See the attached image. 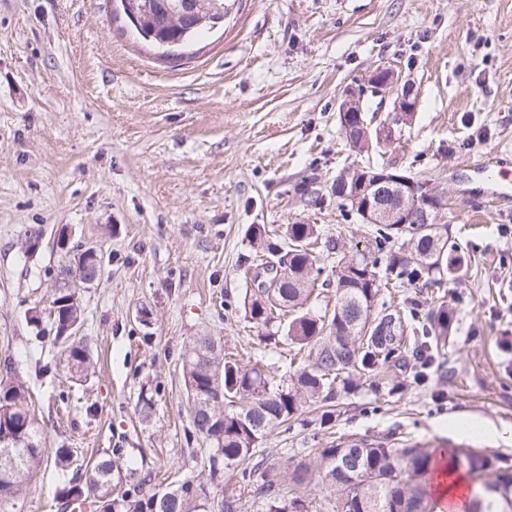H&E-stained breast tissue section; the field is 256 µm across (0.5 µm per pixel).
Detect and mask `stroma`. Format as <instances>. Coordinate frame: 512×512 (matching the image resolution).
I'll return each mask as SVG.
<instances>
[{
  "label": "stroma",
  "mask_w": 512,
  "mask_h": 512,
  "mask_svg": "<svg viewBox=\"0 0 512 512\" xmlns=\"http://www.w3.org/2000/svg\"><path fill=\"white\" fill-rule=\"evenodd\" d=\"M379 68L411 80L417 107L392 141L360 153L338 107ZM359 166L448 191L467 274L403 289L452 306L445 368L400 393L360 391L331 425L310 413L278 428L256 462L284 468L341 436L394 432L512 465V202L494 198L496 171H512V0H237L223 26L167 56L118 0H0V360L14 361L0 381L28 387L48 454L70 449L76 469L112 458L124 484L149 494L208 480L212 448L187 437L183 348L208 334L225 354L285 370L287 344L263 341L244 316L249 229L313 224L320 241L364 245L366 225L333 192ZM32 226L44 234L29 256ZM63 226L71 247L109 258L103 279L78 291L72 336L94 368L77 383L53 326L28 321L52 285ZM460 417L484 433L462 434ZM68 478L45 463L0 512H67Z\"/></svg>",
  "instance_id": "1"
}]
</instances>
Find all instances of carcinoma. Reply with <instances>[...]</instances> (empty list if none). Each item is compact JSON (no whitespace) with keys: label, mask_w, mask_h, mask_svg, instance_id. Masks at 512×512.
Here are the masks:
<instances>
[{"label":"carcinoma","mask_w":512,"mask_h":512,"mask_svg":"<svg viewBox=\"0 0 512 512\" xmlns=\"http://www.w3.org/2000/svg\"><path fill=\"white\" fill-rule=\"evenodd\" d=\"M123 13L138 34L161 48L190 41L201 31L224 24L231 0H121ZM352 148L372 147L376 133L365 138L360 120L344 129ZM368 168H349L337 176L353 192ZM316 241L311 224H290L287 238L273 242L261 225L250 229V242L267 267L288 262L281 283L257 289L244 306L250 322L268 327L279 311L289 315L277 331L297 348L289 362L288 379L270 372L261 358L243 365L223 354L214 336H195L182 355L186 398L190 400L191 435L214 445L210 474L224 471L232 479L224 484V510L234 512L242 492L262 498L263 512H311V502L297 494H281L285 476L303 484L318 476L331 489L336 512H434L427 475L434 450L419 442L392 437L346 439L320 450L311 463L280 472L262 471L252 462L259 442L274 429L302 416L314 405L341 404L364 384L379 394H394L406 383H419L427 370L440 364L441 345L453 335V312L445 305L431 311L406 296L395 308L398 333L378 336L368 330L369 319L390 309L379 302L381 291L420 282L440 284L457 280L467 265L468 247L446 238L447 249L434 257L436 242L424 224H372L364 250L352 254L336 249V306L329 317L315 313L307 303L315 292L322 268L316 266L311 245ZM46 308L54 312L53 342L77 378L91 368L88 351L71 340L82 309L74 288H52ZM45 436L29 405L28 388L20 381L0 384V505L24 494L28 480L44 462ZM448 463L466 467L477 478L494 467L493 461L474 451L449 452ZM496 468V467H494ZM88 476H72L61 491L68 501L89 495L100 512H209L211 487L187 480L171 499L155 494L139 498V491H114L120 483L112 459H101L87 469ZM468 512H512V466L496 468L484 493L474 498Z\"/></svg>","instance_id":"1"}]
</instances>
